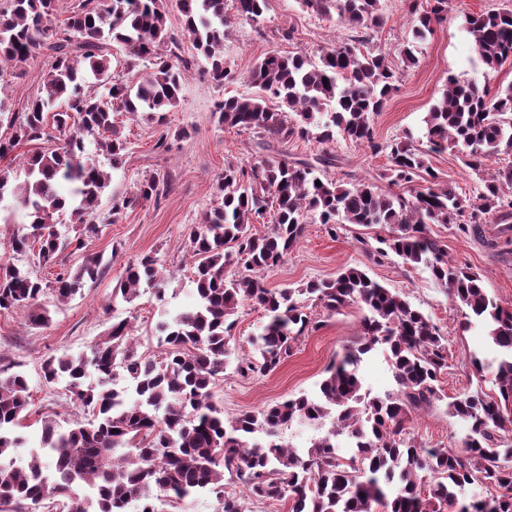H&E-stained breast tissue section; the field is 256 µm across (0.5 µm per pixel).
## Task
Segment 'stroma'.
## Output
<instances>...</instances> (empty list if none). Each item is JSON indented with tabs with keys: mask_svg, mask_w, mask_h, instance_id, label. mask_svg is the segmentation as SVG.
<instances>
[{
	"mask_svg": "<svg viewBox=\"0 0 512 512\" xmlns=\"http://www.w3.org/2000/svg\"><path fill=\"white\" fill-rule=\"evenodd\" d=\"M381 4L383 23L372 33L366 48L385 55L399 81L374 119L378 143L384 145L408 133L419 134L426 113L440 100L448 78L493 92L512 85L511 67L486 71L464 21L469 13L512 9V0H450L447 14L435 23L432 35L416 46L417 64L409 67L404 66L401 55L412 39L413 17L408 4L406 0H381ZM168 27L179 39L181 56L191 63L181 103L166 115L171 129L183 131L184 136L170 139L168 150L159 152L154 148L160 133L156 122L123 119L121 132L128 149L122 168L113 172L110 184L113 194L129 197L135 195L144 176L157 173L168 179V191L160 200L129 207L114 220L109 217V199H102L97 212L98 233L91 247L102 254L104 267L68 303H58L53 292L43 294L40 302L52 317L48 326L31 327L22 310H0V355L12 371L27 377L30 386L34 417L17 430L30 448L38 447L41 438L36 415H57L64 425L90 418L87 411L71 403L65 383L42 380L44 360L87 350L112 323L124 319L133 324L142 351L156 353L157 321L164 315L175 316L193 302L191 265L184 257L188 234L210 207L225 164H245L265 154L255 134L218 124L214 115L217 102L228 96L255 93L247 76L267 52H300L315 59L322 49L349 42L355 36L347 25L302 8L298 0H268V9L258 21H237L226 36L224 60L236 79L218 86L185 34L177 10H170ZM287 28L293 31L288 39L283 36ZM0 82L7 87L14 111H24L27 102L43 88L42 64L32 62L21 73L5 70ZM277 149L309 163L324 154L332 156L335 163L327 168L328 177L370 183L385 192L390 189L383 177L388 165L386 154L372 153L366 146L340 137L326 145L313 138L295 137L278 144ZM425 159L440 180L453 184L460 195L479 197L483 183L464 166L458 149L430 151ZM429 233L446 245L452 259L470 265L480 275L489 295L512 303V219L502 222L488 216L478 232L469 234L461 233L453 224H433ZM381 234L378 227L345 224L332 236L323 225L307 223L297 246L283 264L265 272L264 281L270 288H300L308 281L330 278L355 267L382 285L403 292L414 307L439 326L448 344V368L440 378V399L413 415L409 431L423 447L460 450L464 431L449 415L448 403L477 390L494 393L491 375L477 372L471 364L475 357L488 362L494 358L487 330L479 321L465 322L460 309L427 271L405 265L394 256L375 260L373 253ZM146 255L155 257L173 274L165 301H157L148 292L130 304L113 298L112 291L126 265ZM304 306L319 327L299 337L291 355L274 371L245 375L226 371L214 392V400L226 416L260 410L303 392L313 393L326 367L358 336L363 316L359 307L350 306L330 315L317 301H305Z\"/></svg>",
	"mask_w": 512,
	"mask_h": 512,
	"instance_id": "1",
	"label": "stroma"
}]
</instances>
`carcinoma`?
Returning <instances> with one entry per match:
<instances>
[{
	"mask_svg": "<svg viewBox=\"0 0 512 512\" xmlns=\"http://www.w3.org/2000/svg\"><path fill=\"white\" fill-rule=\"evenodd\" d=\"M6 2L0 7V73L6 67L20 71L40 57L45 94L23 112H11L12 132L0 139V158L31 142L55 146L25 156L19 172L0 168V212L21 208L29 218L10 235L8 247L33 260L0 266V309H22L30 325L45 327L51 316L39 302L44 289L52 287L56 300L65 303L102 267L103 256L87 250V239L98 233L96 211L111 173L87 153L85 139L94 138L97 154L114 169L127 149L117 113L163 125L165 114L180 104L186 67L167 26L170 4L219 85L233 77L224 61L232 20L257 19L267 0H78L60 24L58 0ZM300 4L337 18L360 38L327 48L316 60L303 53L266 54L248 75L259 92L218 102V122L260 134L267 143L305 138L313 128L322 144L339 134L375 153L387 151L385 176L391 184H411L424 172L428 186L407 196L382 193L371 184L321 177L317 171L327 165L325 159L316 166L286 153L247 166L225 164L217 200L187 238L196 302L155 326L164 355L138 351L125 320L112 324L89 350L47 359L44 381H65L73 403L93 419L64 427L55 416L41 417L43 453L24 465L0 464V507L53 500L63 512H157L155 501L162 497L178 509L186 498L207 491L215 494L218 512H245L240 499L224 490L227 473L246 482L257 498L291 502V512H376L377 506L383 512L453 507L512 512V448L498 443L506 430L504 413L512 410V308L489 296L480 276L449 258L427 230L429 224H455L466 215L468 229L475 232L491 212L512 215V166L486 174L491 158L512 149V85L492 94L450 77L424 118L430 150L459 149L463 164L482 179L478 200H466L438 181L411 136L385 147L375 141L374 117L397 81L385 56L359 49L382 24L380 0ZM410 10L414 26L411 45L404 49L407 65L416 63L412 45L433 33V24L448 12V0H431L422 11L413 2ZM466 25L487 69L512 63L511 9L470 14ZM111 42L143 64L133 83L112 79ZM288 112L296 122H288ZM166 191L159 176H146L136 196L111 198L110 215ZM268 211L269 230L252 232L250 216ZM65 216L79 231L73 239L58 233ZM310 217L332 235L341 224L389 227L378 258L392 253L407 265L424 267L464 318L488 327L500 356L489 366L475 357L471 363L480 373L490 368L496 392L475 391L448 403L450 413L467 425V455L424 448L408 432L411 414L439 400L437 382L448 365V346L403 293L355 268L304 288L264 285L263 274L284 261ZM71 245L83 251L81 263L44 282L33 265L56 264ZM170 278L145 256L125 267L113 292L131 302L150 290L162 301ZM304 294L316 297L330 314L360 307L364 315L356 341L327 366L314 393L224 418L213 401L214 387L229 363L238 308L256 305L268 317L250 338L254 356L243 359L238 371L270 372L305 331L318 327L299 305ZM379 349L395 387L373 395L363 390L359 365ZM93 373L94 386L85 383ZM119 381L123 386L117 389ZM29 405L26 377L1 369L0 459L15 458L23 447L15 430L29 418ZM294 422L327 431L301 452L277 442L280 431ZM342 443L352 449L348 458L339 454ZM424 470L433 474L427 485L419 482ZM477 484L502 493L459 502Z\"/></svg>",
	"mask_w": 512,
	"mask_h": 512,
	"instance_id": "1",
	"label": "carcinoma"
}]
</instances>
